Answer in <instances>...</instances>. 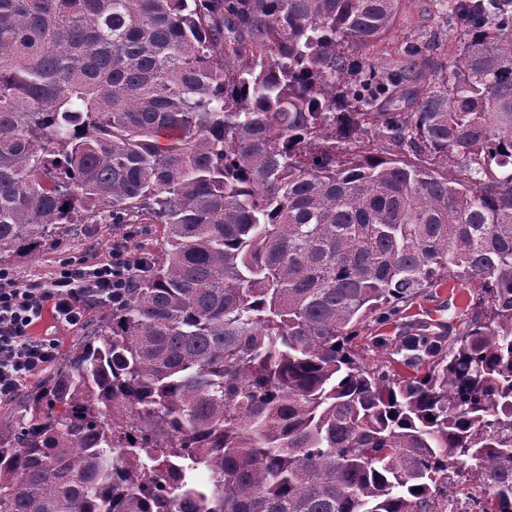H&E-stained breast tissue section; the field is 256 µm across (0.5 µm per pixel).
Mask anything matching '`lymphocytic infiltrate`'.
<instances>
[{
    "mask_svg": "<svg viewBox=\"0 0 512 512\" xmlns=\"http://www.w3.org/2000/svg\"><path fill=\"white\" fill-rule=\"evenodd\" d=\"M148 272V257L131 258L124 238L113 241L107 259L66 263L46 280H24L0 268V401L15 397L55 359V341L32 333L44 310L59 323L80 325L87 304H121Z\"/></svg>",
    "mask_w": 512,
    "mask_h": 512,
    "instance_id": "f902f5d3",
    "label": "lymphocytic infiltrate"
}]
</instances>
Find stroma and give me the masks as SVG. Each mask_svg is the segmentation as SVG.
Here are the masks:
<instances>
[{"instance_id": "obj_1", "label": "stroma", "mask_w": 512, "mask_h": 512, "mask_svg": "<svg viewBox=\"0 0 512 512\" xmlns=\"http://www.w3.org/2000/svg\"><path fill=\"white\" fill-rule=\"evenodd\" d=\"M425 36L439 41L435 66L448 65L455 42L448 29L447 11L440 6L439 0H407L398 29L376 50L369 52L368 58L376 63H386L397 58L402 44ZM162 234L163 227L159 224H76L58 243L13 253L0 261V266L24 280L45 279L64 262L105 257L113 240L125 235L130 238L131 257H138L143 246H155ZM485 303V295L478 287L455 276H447L438 286L426 289L403 305L396 316L366 325L357 352L368 366H384L393 359L391 346L403 324L416 323L427 332L444 335L449 328L462 326ZM111 313L108 307H89L84 321L76 327L61 325L48 313L34 333L55 339L57 356L62 359L77 350L87 336L93 335Z\"/></svg>"}]
</instances>
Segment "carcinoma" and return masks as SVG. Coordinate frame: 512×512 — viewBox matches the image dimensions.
Returning a JSON list of instances; mask_svg holds the SVG:
<instances>
[{
    "instance_id": "1",
    "label": "carcinoma",
    "mask_w": 512,
    "mask_h": 512,
    "mask_svg": "<svg viewBox=\"0 0 512 512\" xmlns=\"http://www.w3.org/2000/svg\"><path fill=\"white\" fill-rule=\"evenodd\" d=\"M404 0H0V259L163 225L0 426V512H512V0L373 68ZM373 128L394 156L353 150ZM468 180L448 176V163ZM461 333L353 341L446 274Z\"/></svg>"
}]
</instances>
